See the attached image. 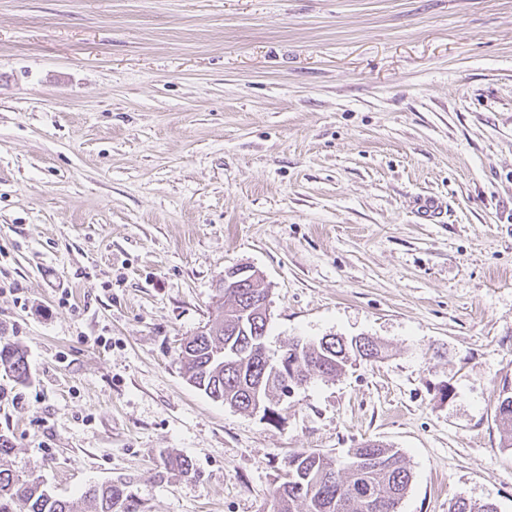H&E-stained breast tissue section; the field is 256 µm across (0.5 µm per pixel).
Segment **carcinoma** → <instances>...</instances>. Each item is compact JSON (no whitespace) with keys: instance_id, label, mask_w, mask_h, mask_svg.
Here are the masks:
<instances>
[{"instance_id":"1","label":"carcinoma","mask_w":512,"mask_h":512,"mask_svg":"<svg viewBox=\"0 0 512 512\" xmlns=\"http://www.w3.org/2000/svg\"><path fill=\"white\" fill-rule=\"evenodd\" d=\"M268 288L257 282L253 288H239L224 298L218 318L204 332H198L179 350L186 380L214 401L245 411L253 396L268 403L280 396V383L271 377L266 360L246 353L255 339L266 335L267 325L255 314L261 294ZM385 347L374 339L358 346L333 336L328 341L308 343L302 351L304 372L299 382L311 376L334 377L351 357L380 359ZM0 370L18 382L29 379L25 352L10 344H0ZM496 421L512 447V392L501 395ZM14 451L10 439L0 435V512H148L134 489V481L116 479L90 487L77 499H61L37 478H20L4 460ZM363 458L362 465L342 470L324 454L301 450L288 457L291 477L272 492V512H367L359 494L365 489L378 504L375 512H398L412 482V474L400 451L390 445L366 440L352 449ZM194 474L192 460L169 455L160 479Z\"/></svg>"}]
</instances>
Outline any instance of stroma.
Here are the masks:
<instances>
[{
	"mask_svg": "<svg viewBox=\"0 0 512 512\" xmlns=\"http://www.w3.org/2000/svg\"><path fill=\"white\" fill-rule=\"evenodd\" d=\"M235 266L269 351L387 356L273 419L211 400L178 352ZM0 340L30 369L0 372L8 464L59 497L271 512L294 451L378 440L399 512H512V0H0ZM495 417L499 427L507 436L508 446L512 447V392L505 395L499 394ZM163 468L164 471L159 473L160 480L168 475L190 477L195 472L192 460L183 455H168L164 460Z\"/></svg>",
	"mask_w": 512,
	"mask_h": 512,
	"instance_id": "obj_1",
	"label": "stroma"
}]
</instances>
